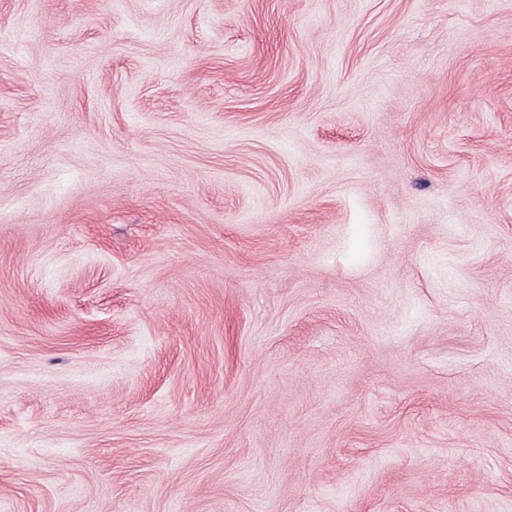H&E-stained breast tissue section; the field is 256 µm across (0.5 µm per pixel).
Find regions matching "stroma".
<instances>
[{
  "label": "stroma",
  "mask_w": 512,
  "mask_h": 512,
  "mask_svg": "<svg viewBox=\"0 0 512 512\" xmlns=\"http://www.w3.org/2000/svg\"><path fill=\"white\" fill-rule=\"evenodd\" d=\"M0 512H512V0H0Z\"/></svg>",
  "instance_id": "1"
}]
</instances>
